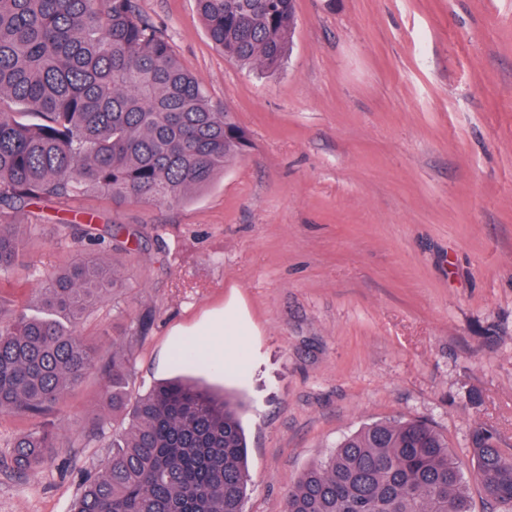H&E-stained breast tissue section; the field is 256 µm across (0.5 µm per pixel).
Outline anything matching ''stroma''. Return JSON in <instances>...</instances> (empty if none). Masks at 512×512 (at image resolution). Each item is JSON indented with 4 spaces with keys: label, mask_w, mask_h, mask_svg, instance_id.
<instances>
[{
    "label": "stroma",
    "mask_w": 512,
    "mask_h": 512,
    "mask_svg": "<svg viewBox=\"0 0 512 512\" xmlns=\"http://www.w3.org/2000/svg\"><path fill=\"white\" fill-rule=\"evenodd\" d=\"M137 4L249 148L178 207L90 193L18 215L12 299L87 252V217L138 229L125 290L82 331L124 348L134 402L223 318L232 359L194 376L244 403L243 512H283L305 469L379 421L430 422L471 478L475 426L512 446V0H295L272 76L227 60L195 0ZM105 385L72 395L62 451L20 476L25 424L0 417V512H69L129 420Z\"/></svg>",
    "instance_id": "stroma-1"
}]
</instances>
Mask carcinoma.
Here are the masks:
<instances>
[{"label": "carcinoma", "mask_w": 512, "mask_h": 512, "mask_svg": "<svg viewBox=\"0 0 512 512\" xmlns=\"http://www.w3.org/2000/svg\"><path fill=\"white\" fill-rule=\"evenodd\" d=\"M214 46L262 74L290 51L295 0H196ZM246 131L177 58L134 0H0V274L23 260L15 213L97 192L168 207L208 186L243 155ZM95 254L48 273L37 313L12 307L0 284V416L34 420L64 408L101 361L85 316L123 286L118 257L141 233L90 234ZM112 251L108 262L99 253ZM207 361L195 344L178 354ZM130 364L112 349L104 397L128 400ZM63 448L60 427L23 431L14 466H42ZM112 452L70 512H243L249 481L238 405L181 380L139 398ZM474 479L498 512H512V448L480 424L470 435ZM284 512H471L448 439L425 420L381 421L344 438L307 468Z\"/></svg>", "instance_id": "cac0c4a2"}]
</instances>
